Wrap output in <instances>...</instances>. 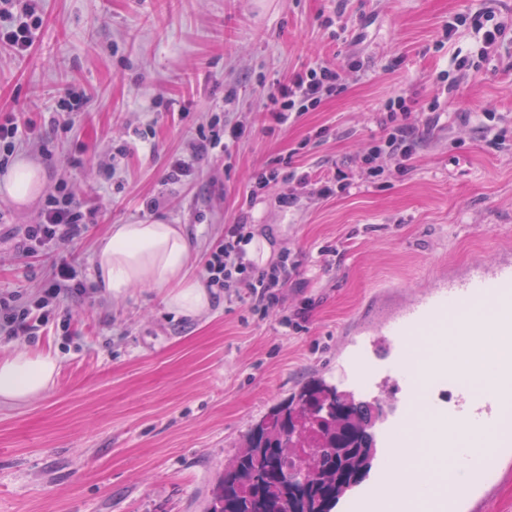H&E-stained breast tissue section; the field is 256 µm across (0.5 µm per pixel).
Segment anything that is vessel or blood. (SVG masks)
<instances>
[{
	"label": "vessel or blood",
	"mask_w": 512,
	"mask_h": 512,
	"mask_svg": "<svg viewBox=\"0 0 512 512\" xmlns=\"http://www.w3.org/2000/svg\"><path fill=\"white\" fill-rule=\"evenodd\" d=\"M486 301L499 310L512 311V260L472 264L464 273L439 276L430 288L400 303L375 306L368 322L357 323L336 364L340 382L357 381L362 374L358 362L365 359L374 367L367 391H376L386 381L397 386L399 396L390 404L380 431L385 455H392L395 448L401 447L415 408L421 403L427 406L431 446L437 454H447L455 447L457 427H468L480 434L485 449L471 463L469 483L453 490L447 484H435L428 492V512H463L469 498L484 489L489 475L497 472L500 451L512 447V389L491 386L477 397L456 386L455 379L464 367L481 369V362L445 360L426 369L409 356L411 343L423 329L447 322L449 314L456 310ZM459 334L467 345L476 336L499 337L502 351L497 367L512 369V324H466ZM450 386L455 389L451 398L446 395ZM392 480L391 471L378 465L367 483L352 491L350 503L357 506L358 512H380L381 498Z\"/></svg>",
	"instance_id": "b4317fda"
}]
</instances>
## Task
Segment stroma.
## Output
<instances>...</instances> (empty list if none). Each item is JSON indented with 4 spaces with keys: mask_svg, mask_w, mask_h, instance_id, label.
Returning a JSON list of instances; mask_svg holds the SVG:
<instances>
[{
    "mask_svg": "<svg viewBox=\"0 0 512 512\" xmlns=\"http://www.w3.org/2000/svg\"><path fill=\"white\" fill-rule=\"evenodd\" d=\"M480 10L506 21L512 0H38L33 47L0 55V110L30 119L43 151L15 156L41 167L45 191L65 186L97 213L74 243L19 257L11 236L40 202L0 195V294L33 291L61 259L86 287L34 334L0 337V356L49 351L59 364L42 396L0 407V512H206L252 426L311 379L346 391L331 374L339 341L376 301L512 249V39L477 77L446 79L452 58L479 44L470 27L451 40L443 28ZM311 62L338 67L343 91L167 183L198 127L262 125L261 96ZM72 94L85 105L68 116ZM397 94L442 116L404 172L359 183L376 114ZM272 166H338L356 180L327 199L281 182L251 209L276 249L310 268L282 305L262 316L219 296L191 318L151 286L121 297L98 288L94 254L112 225H181L202 257L236 220L253 173ZM288 192L295 201L280 205ZM152 197L168 203L147 211ZM302 307L301 328L286 332L282 317Z\"/></svg>",
    "mask_w": 512,
    "mask_h": 512,
    "instance_id": "35a3bbf8",
    "label": "stroma"
}]
</instances>
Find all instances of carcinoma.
Masks as SVG:
<instances>
[{"instance_id": "cac0c4a2", "label": "carcinoma", "mask_w": 512, "mask_h": 512, "mask_svg": "<svg viewBox=\"0 0 512 512\" xmlns=\"http://www.w3.org/2000/svg\"><path fill=\"white\" fill-rule=\"evenodd\" d=\"M339 401L343 415L323 420L313 437L319 470L309 496L295 502L288 472L296 449L284 448L281 426L307 409ZM375 454L367 409L352 395L314 380L243 436L212 489L207 512H331L365 477Z\"/></svg>"}]
</instances>
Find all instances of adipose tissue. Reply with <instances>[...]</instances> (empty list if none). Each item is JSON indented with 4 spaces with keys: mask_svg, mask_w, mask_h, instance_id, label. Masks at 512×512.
<instances>
[{
    "mask_svg": "<svg viewBox=\"0 0 512 512\" xmlns=\"http://www.w3.org/2000/svg\"><path fill=\"white\" fill-rule=\"evenodd\" d=\"M42 187L40 166L24 159L0 181V193L19 204L34 199ZM95 279L115 297L138 285L159 288L162 305L185 317L199 316L211 307L212 295L192 271L191 244L177 224L113 225L96 252ZM501 316V311L490 305L471 308L440 325L436 336L419 338L417 347L428 350L433 360L454 357L461 351L458 325L495 322ZM58 372L56 358L48 353L16 350L0 357V405L14 406L43 394L54 385ZM408 441V448L393 463L395 478L384 496L383 512H418L424 496L413 492L408 473L421 471L437 481L466 482L462 462L479 453L482 445L478 437L464 433L455 453L433 455L421 423Z\"/></svg>",
    "mask_w": 512,
    "mask_h": 512,
    "instance_id": "ef3b65f1",
    "label": "adipose tissue"
}]
</instances>
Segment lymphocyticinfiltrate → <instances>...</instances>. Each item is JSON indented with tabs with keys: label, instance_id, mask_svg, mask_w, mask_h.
<instances>
[{
	"label": "lymphocytic infiltrate",
	"instance_id": "1",
	"mask_svg": "<svg viewBox=\"0 0 512 512\" xmlns=\"http://www.w3.org/2000/svg\"><path fill=\"white\" fill-rule=\"evenodd\" d=\"M35 12L36 0H0L1 48L17 57L29 51L39 28L32 20ZM462 26L472 28L477 34L481 43L478 55L483 60L488 58L490 48L501 42L507 29L491 12L461 13L454 22L446 24L447 36H454ZM340 80L338 69L316 64L305 67L288 81L274 83L261 103L262 111L269 117L267 132L286 127L292 115L318 107L325 98L336 93ZM377 126L380 135L361 172L363 180L370 183L379 180L384 173L379 158L393 160L396 170L404 171L406 162L416 154L421 143L419 127L412 122L403 95L384 103ZM248 134L247 126L242 124L199 130L196 137L189 140L183 154L171 160L170 179L180 183L191 173L197 160L215 149L230 148ZM94 214V209H83L73 195H48L34 223L25 225L13 250L15 254L28 257L66 245L84 232L88 217ZM265 232L264 225L249 223L247 215H240L235 223L225 225L223 240L203 255V275L208 286L222 289L225 296L250 300L253 310L261 313L282 302L287 286L299 283L304 274L300 262L284 254L263 267L247 261V245ZM78 287L74 266L65 260L56 262L49 285L34 291L32 307L18 306L12 296L0 299V335L12 337L28 329L27 318L33 311L37 312L39 323H47L63 297L77 292Z\"/></svg>",
	"mask_w": 512,
	"mask_h": 512
}]
</instances>
